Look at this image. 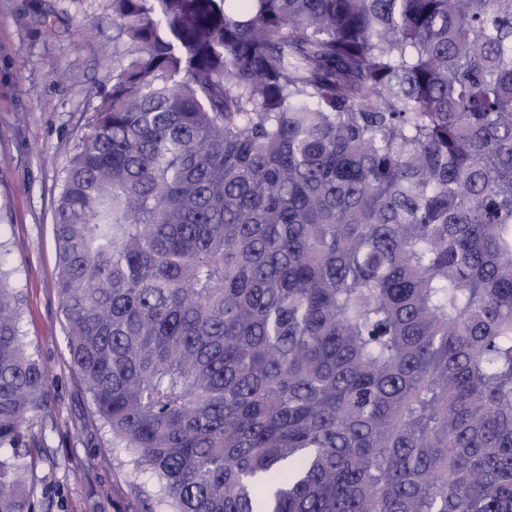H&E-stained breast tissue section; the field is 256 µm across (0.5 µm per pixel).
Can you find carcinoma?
Wrapping results in <instances>:
<instances>
[{
    "mask_svg": "<svg viewBox=\"0 0 512 512\" xmlns=\"http://www.w3.org/2000/svg\"><path fill=\"white\" fill-rule=\"evenodd\" d=\"M109 2L56 288L146 512H512V0ZM21 319L0 269V512Z\"/></svg>",
    "mask_w": 512,
    "mask_h": 512,
    "instance_id": "1",
    "label": "carcinoma"
}]
</instances>
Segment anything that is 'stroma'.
I'll use <instances>...</instances> for the list:
<instances>
[{
    "label": "stroma",
    "instance_id": "1",
    "mask_svg": "<svg viewBox=\"0 0 512 512\" xmlns=\"http://www.w3.org/2000/svg\"><path fill=\"white\" fill-rule=\"evenodd\" d=\"M107 0H0V267L23 300L21 331L47 369L45 435L30 483L37 512H142L123 451L97 421L66 346L55 288L60 178L112 78Z\"/></svg>",
    "mask_w": 512,
    "mask_h": 512
}]
</instances>
